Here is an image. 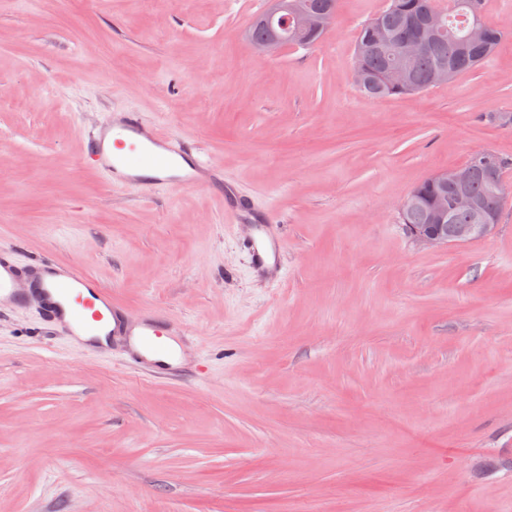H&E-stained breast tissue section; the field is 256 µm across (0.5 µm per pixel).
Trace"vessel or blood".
<instances>
[{
    "instance_id": "1",
    "label": "vessel or blood",
    "mask_w": 512,
    "mask_h": 512,
    "mask_svg": "<svg viewBox=\"0 0 512 512\" xmlns=\"http://www.w3.org/2000/svg\"><path fill=\"white\" fill-rule=\"evenodd\" d=\"M82 159L111 184L140 192L159 186L193 187L219 174L191 144L150 129L136 112L122 113L92 132ZM224 214L231 223L252 226L253 234L243 245L259 272L277 278L285 245L275 230L277 215L267 208L245 207L231 182L224 186ZM27 302L37 303L48 322L85 347L122 341L134 368L156 373L179 367L177 345L185 335L179 324L157 320L148 309L131 318L93 276L50 257L19 265L14 246L0 243V305Z\"/></svg>"
}]
</instances>
